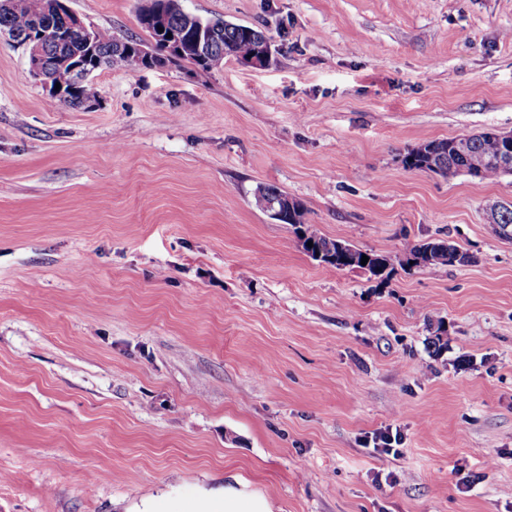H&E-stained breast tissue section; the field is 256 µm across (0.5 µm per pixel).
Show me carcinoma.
Returning a JSON list of instances; mask_svg holds the SVG:
<instances>
[{"label":"carcinoma","mask_w":512,"mask_h":512,"mask_svg":"<svg viewBox=\"0 0 512 512\" xmlns=\"http://www.w3.org/2000/svg\"><path fill=\"white\" fill-rule=\"evenodd\" d=\"M22 10L15 12L0 6V33L22 43V36L36 22L55 31L66 26L65 19L58 15L46 13V0H24ZM165 13L169 17V30L179 36L186 46L181 60L193 64L201 75L209 74L224 62L227 56H247L255 53L268 41L259 29L223 21H211L196 18L186 21L187 13L180 0H162ZM211 27L215 35L205 49L198 51L193 47L196 31L194 26ZM95 38L94 57L89 59L90 66L99 68L120 65H143L138 58L135 46L140 43L137 38L123 42L115 40L105 30L93 31ZM46 57V76L60 84L59 101L71 106H81L95 98L92 85L70 73L69 68L52 66V61L60 57L82 56L85 54L83 39L73 34L66 42L51 40L43 46ZM506 145L496 133L483 132L467 138L432 140L410 151L404 159L406 166L428 170L445 178L466 174L481 180H491L504 174H511L512 167L505 168L501 161L505 159ZM288 198V193L274 185H259L254 191L255 205L262 203L278 205ZM280 223L294 227L298 238L303 240V249L310 255L320 256V261L330 263V255L336 253L339 240L322 235L312 224L307 223L303 204L292 200V207L285 211ZM492 233L502 239L512 240V208L498 205L491 210ZM313 242L308 247L306 243ZM357 255L368 256L367 264L356 263L353 268L363 269L375 277L386 280L392 271L391 258L374 251L355 249ZM464 260L459 251L443 241H430L410 250L402 264L415 266L448 265L452 266Z\"/></svg>","instance_id":"obj_1"}]
</instances>
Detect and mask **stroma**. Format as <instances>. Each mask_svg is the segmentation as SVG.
<instances>
[{
    "instance_id": "1",
    "label": "stroma",
    "mask_w": 512,
    "mask_h": 512,
    "mask_svg": "<svg viewBox=\"0 0 512 512\" xmlns=\"http://www.w3.org/2000/svg\"><path fill=\"white\" fill-rule=\"evenodd\" d=\"M272 60L50 99L0 36V512H125L238 476L275 512H512V176L406 168L512 133V0H181ZM142 0H69L150 37ZM395 260L310 258L252 196ZM466 253L406 267L417 244ZM447 346L437 349L436 339ZM392 430L399 451L365 440ZM491 223L492 233L502 239L512 240V206L511 209L503 205L494 207L491 210ZM166 492L163 490L157 491L155 494H146L134 500L127 508L126 512H185L182 510L184 500L177 503H171V507L161 506L162 498Z\"/></svg>"
}]
</instances>
